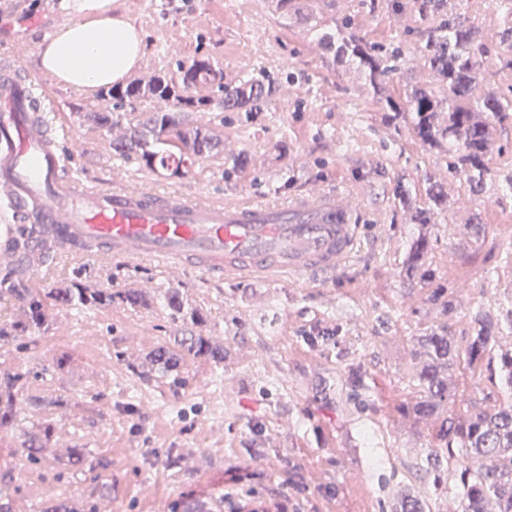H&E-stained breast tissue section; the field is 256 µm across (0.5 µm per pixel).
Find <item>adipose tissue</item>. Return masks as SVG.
<instances>
[{"label":"adipose tissue","instance_id":"ef3b65f1","mask_svg":"<svg viewBox=\"0 0 512 512\" xmlns=\"http://www.w3.org/2000/svg\"><path fill=\"white\" fill-rule=\"evenodd\" d=\"M69 24L39 46L43 70L58 83L82 89L125 80L145 54L141 31L112 0H63Z\"/></svg>","mask_w":512,"mask_h":512}]
</instances>
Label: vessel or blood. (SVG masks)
I'll use <instances>...</instances> for the list:
<instances>
[{
	"mask_svg": "<svg viewBox=\"0 0 512 512\" xmlns=\"http://www.w3.org/2000/svg\"><path fill=\"white\" fill-rule=\"evenodd\" d=\"M58 110L37 75L0 62V276H36L64 255L224 279L333 273L352 251L354 205L321 188L286 204H217L150 185L82 183Z\"/></svg>",
	"mask_w": 512,
	"mask_h": 512,
	"instance_id": "b4317fda",
	"label": "vessel or blood"
}]
</instances>
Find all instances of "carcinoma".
Segmentation results:
<instances>
[{
  "label": "carcinoma",
  "mask_w": 512,
  "mask_h": 512,
  "mask_svg": "<svg viewBox=\"0 0 512 512\" xmlns=\"http://www.w3.org/2000/svg\"><path fill=\"white\" fill-rule=\"evenodd\" d=\"M419 12L435 21L425 41L426 63L436 78L437 87L414 84L407 86L405 103L400 105L388 95L393 74L404 66V51L398 43L370 44L358 37L351 23L343 21L336 29L321 31L317 43L340 65L354 64L363 72L373 98L383 105L389 120L410 115L413 128L423 145L429 148L448 142V173L462 176L478 187L492 177L484 157L496 143L495 132L504 122L512 120V84L507 91L485 87L484 62L490 47L483 43L478 28L470 21L466 0H418ZM502 15L495 58L498 70L512 72V0H500ZM209 84L216 89L224 111L239 112L245 118L260 112L271 94L264 79L248 75L235 84L224 82L223 73L201 59L180 62L177 73L170 77L155 76L147 83L133 81L124 87H113L104 93L111 101L110 109L93 113L94 121L103 128H112L115 112L134 101L150 98L173 102L178 109L204 106L207 101L185 95L193 85ZM220 139L201 128L187 129L175 112H151L147 118L128 127L126 135L113 144L125 157H135L145 166L161 168L172 177H179L195 163L205 159L218 147ZM425 247L420 238L411 255L407 273L416 272L424 281L431 273L417 264ZM28 309V322L0 324V342L16 341L17 332L38 329L45 320V301L38 294L21 288ZM63 306L84 309L112 304L119 299L129 305L139 303L133 291H112L110 288H89L81 273H76L69 287L54 293ZM172 315L193 324L202 322L198 309L184 305L175 294L167 297ZM512 332V311L506 320L479 313L475 316L467 342L465 361L468 366H486L509 392L508 400L494 406H472L460 417L443 422L437 443L428 450L427 466L438 475L445 466L460 470L463 488L462 512H512V348L501 346L504 332ZM418 356L428 361L420 369L416 381L423 393L421 399L407 409L415 420L432 415L448 405L455 396L453 375L460 364V355L445 330L433 331L416 341ZM154 360L163 371L178 378L180 354L161 349ZM28 383V373H0V427L14 422L17 405ZM48 425L24 442L22 453L30 463H39L40 443L50 436ZM68 465L80 466L88 473L86 488L92 498L107 463L87 462V451L75 448Z\"/></svg>",
  "instance_id": "obj_1"
}]
</instances>
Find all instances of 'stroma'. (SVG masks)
Returning <instances> with one entry per match:
<instances>
[{
  "label": "stroma",
  "mask_w": 512,
  "mask_h": 512,
  "mask_svg": "<svg viewBox=\"0 0 512 512\" xmlns=\"http://www.w3.org/2000/svg\"><path fill=\"white\" fill-rule=\"evenodd\" d=\"M145 35L134 78L173 75L177 62L206 58L235 83L267 74L274 91L263 112L229 120L220 106L183 113L185 123L217 135L218 152L180 177L151 170L112 149L127 118L157 111L143 100L107 130L88 113L108 107L100 90L75 89L41 76L60 104L74 171L87 181L118 180L137 188L154 182L206 201L284 203L314 185L356 206L357 238L334 274L272 279L254 275L227 282L187 271L170 276L154 261L63 260L47 276L27 280L46 294L75 272L93 288L134 289L132 306L74 310L49 303L37 350L0 344V371L27 370V396L14 426L0 429V485L12 512H40L47 503L81 507L85 481L68 467L71 449L88 448L108 463L99 499L112 512H180L200 501L207 512H228L226 469H239L256 499H281L284 512H397L418 499L424 512H462L459 471L434 485L425 457L445 415L502 400L486 368L460 365L454 403L422 421L405 410L420 395L409 366L416 339L447 328L465 347L479 312L505 316L512 308V192L499 174L512 171V124L499 127L485 163L493 176L480 192L448 173L447 148L429 149L410 118L387 122L356 66H337L318 48L316 34L350 20L371 43L401 42L406 67L389 90L403 99L408 82L435 85L425 67L417 0H300L299 13L277 0H115ZM70 21L60 0H0V58L38 70V46ZM247 158L245 168L231 162ZM441 183L448 203L432 209L429 183ZM403 185L427 225L412 223L395 194ZM486 230L473 236L471 224ZM431 281L404 269L419 237ZM201 309L203 323L172 316L169 289ZM453 299L446 319L435 290ZM188 336L223 350L221 361L183 353L182 386H173L149 354L179 349ZM52 426L42 461L29 465L21 446L29 431ZM291 486L282 496V482Z\"/></svg>",
  "instance_id": "1"
}]
</instances>
